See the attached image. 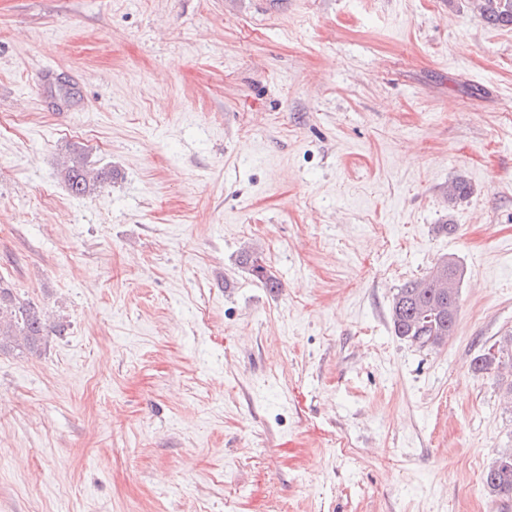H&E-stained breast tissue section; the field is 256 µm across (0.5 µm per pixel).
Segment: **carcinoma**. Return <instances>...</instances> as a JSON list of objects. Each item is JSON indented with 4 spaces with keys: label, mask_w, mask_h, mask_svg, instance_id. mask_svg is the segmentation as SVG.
I'll list each match as a JSON object with an SVG mask.
<instances>
[{
    "label": "carcinoma",
    "mask_w": 512,
    "mask_h": 512,
    "mask_svg": "<svg viewBox=\"0 0 512 512\" xmlns=\"http://www.w3.org/2000/svg\"><path fill=\"white\" fill-rule=\"evenodd\" d=\"M486 24L512 29V0H474ZM64 162L62 179L72 196L83 198L112 182V170L90 167L84 152L72 151ZM470 195V186L458 178L448 186V203L454 204ZM239 263L265 288H278L280 282L268 270L261 253L247 249ZM461 285L463 272L448 257L439 258L423 277L409 280L396 289L390 305V321L395 336L420 347L436 348L453 335L459 311L460 295L448 293V276ZM63 329L47 323L43 310L34 303L20 302L11 289L0 285V351L19 347L29 352L39 349L49 334H62ZM499 460L511 464H491L482 475V484L491 494L512 499V453H503Z\"/></svg>",
    "instance_id": "carcinoma-1"
}]
</instances>
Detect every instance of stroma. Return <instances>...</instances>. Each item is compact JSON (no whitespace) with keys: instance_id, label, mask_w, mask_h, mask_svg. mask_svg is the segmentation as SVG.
<instances>
[{"instance_id":"stroma-1","label":"stroma","mask_w":512,"mask_h":512,"mask_svg":"<svg viewBox=\"0 0 512 512\" xmlns=\"http://www.w3.org/2000/svg\"><path fill=\"white\" fill-rule=\"evenodd\" d=\"M11 114L0 280L65 332L0 352V512H512L481 484L512 370L473 371L512 335V29L473 0H0ZM76 146L115 173L80 199ZM443 256L456 328L422 348L389 306ZM239 263L252 275L264 288H280V282L268 270L261 253L257 250H244L240 255Z\"/></svg>"}]
</instances>
